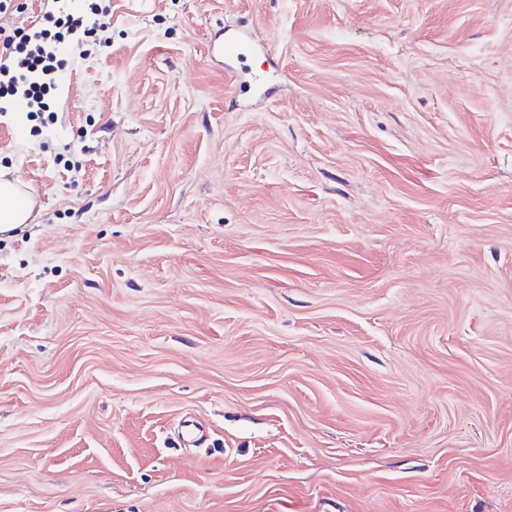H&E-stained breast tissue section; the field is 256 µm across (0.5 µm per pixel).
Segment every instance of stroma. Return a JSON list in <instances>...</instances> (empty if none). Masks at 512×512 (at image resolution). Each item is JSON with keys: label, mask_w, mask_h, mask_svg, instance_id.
<instances>
[{"label": "stroma", "mask_w": 512, "mask_h": 512, "mask_svg": "<svg viewBox=\"0 0 512 512\" xmlns=\"http://www.w3.org/2000/svg\"><path fill=\"white\" fill-rule=\"evenodd\" d=\"M109 5L0 106V512H512V0ZM7 176L0 169V232L32 222L35 206L31 197L21 194L25 185Z\"/></svg>", "instance_id": "obj_1"}]
</instances>
